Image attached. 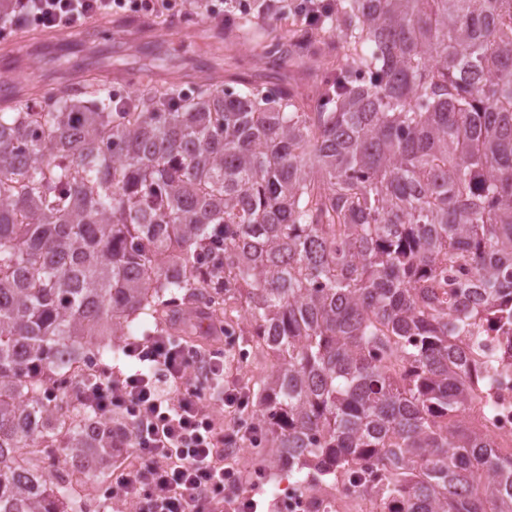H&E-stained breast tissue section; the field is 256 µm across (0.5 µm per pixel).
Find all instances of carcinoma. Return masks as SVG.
Returning <instances> with one entry per match:
<instances>
[{
    "instance_id": "1",
    "label": "carcinoma",
    "mask_w": 512,
    "mask_h": 512,
    "mask_svg": "<svg viewBox=\"0 0 512 512\" xmlns=\"http://www.w3.org/2000/svg\"><path fill=\"white\" fill-rule=\"evenodd\" d=\"M277 77L200 68L115 99L0 81V512H84L46 465L120 455L56 386L195 310L245 316L265 464L377 472L387 512H512L477 424L512 370V0H324Z\"/></svg>"
}]
</instances>
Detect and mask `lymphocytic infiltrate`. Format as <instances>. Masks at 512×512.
I'll use <instances>...</instances> for the list:
<instances>
[{"label":"lymphocytic infiltrate","mask_w":512,"mask_h":512,"mask_svg":"<svg viewBox=\"0 0 512 512\" xmlns=\"http://www.w3.org/2000/svg\"><path fill=\"white\" fill-rule=\"evenodd\" d=\"M180 10L178 0H18L15 14L21 23L73 32L98 16ZM127 353L143 370H105L75 384L97 419L121 417L131 437L113 495L136 500L139 512H224L225 489L241 483L232 448L244 433L219 430L207 403L237 410L246 398L239 382L225 378L223 352L164 334L137 341Z\"/></svg>","instance_id":"1"}]
</instances>
